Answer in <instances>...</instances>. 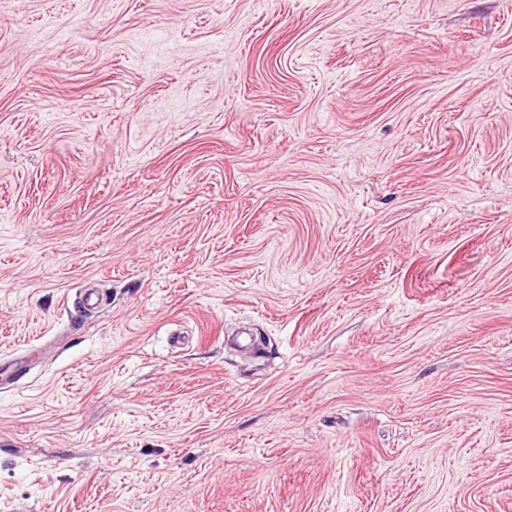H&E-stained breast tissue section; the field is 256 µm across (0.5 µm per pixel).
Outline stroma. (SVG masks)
I'll return each mask as SVG.
<instances>
[{"mask_svg":"<svg viewBox=\"0 0 512 512\" xmlns=\"http://www.w3.org/2000/svg\"><path fill=\"white\" fill-rule=\"evenodd\" d=\"M19 358L0 512H512V0H0Z\"/></svg>","mask_w":512,"mask_h":512,"instance_id":"stroma-1","label":"stroma"}]
</instances>
